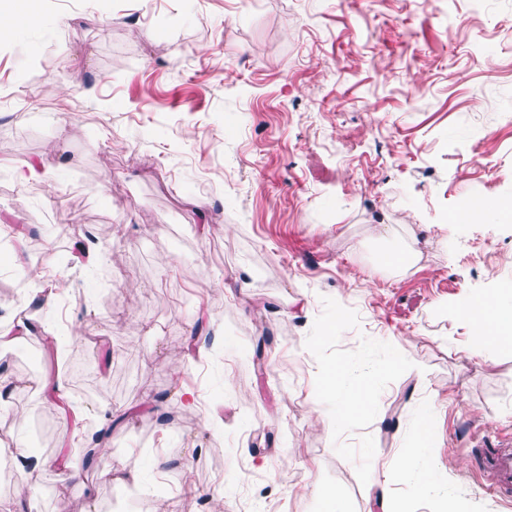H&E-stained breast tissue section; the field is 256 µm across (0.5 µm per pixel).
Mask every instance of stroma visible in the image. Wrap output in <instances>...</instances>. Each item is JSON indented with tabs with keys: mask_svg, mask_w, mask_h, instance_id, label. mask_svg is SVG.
I'll return each instance as SVG.
<instances>
[{
	"mask_svg": "<svg viewBox=\"0 0 512 512\" xmlns=\"http://www.w3.org/2000/svg\"><path fill=\"white\" fill-rule=\"evenodd\" d=\"M3 229L0 449L42 464L0 512H436L429 483L512 512L477 467L512 347L466 357L452 312L512 289V0H0ZM339 367L376 398L343 430ZM106 426L138 491L89 462Z\"/></svg>",
	"mask_w": 512,
	"mask_h": 512,
	"instance_id": "stroma-1",
	"label": "stroma"
}]
</instances>
